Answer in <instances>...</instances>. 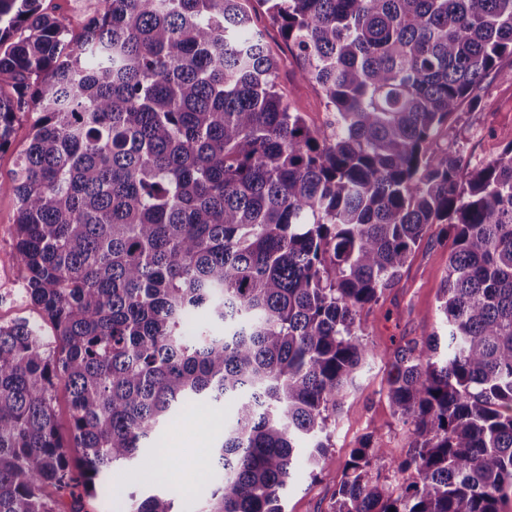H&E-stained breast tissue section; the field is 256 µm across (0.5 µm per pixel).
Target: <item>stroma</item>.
<instances>
[{"label":"stroma","instance_id":"1","mask_svg":"<svg viewBox=\"0 0 512 512\" xmlns=\"http://www.w3.org/2000/svg\"><path fill=\"white\" fill-rule=\"evenodd\" d=\"M254 21L265 31L273 55L281 59L282 94L301 112L308 127L325 130L329 114L321 89L301 77L298 60L268 17L260 13ZM478 98L477 105L463 104L431 144L432 151L455 153L469 168L492 162L512 144V81L501 75L489 76ZM453 247V234L446 225L430 226L378 303L361 309L364 339L373 354L346 396L342 414L330 427L328 464L317 475L305 463L297 464L283 496L285 512H331L343 465L369 432H377L388 458L400 459L409 452L411 428L394 416L386 397V378L398 345L421 340L437 328L438 296ZM234 410L231 399L215 407L190 404L162 430L159 446L167 454L170 467L156 488L182 506L183 512H198L200 498L194 494L191 480L214 470L211 448Z\"/></svg>","mask_w":512,"mask_h":512}]
</instances>
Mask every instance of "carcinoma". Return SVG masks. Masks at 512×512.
I'll return each instance as SVG.
<instances>
[{"label":"carcinoma","instance_id":"obj_1","mask_svg":"<svg viewBox=\"0 0 512 512\" xmlns=\"http://www.w3.org/2000/svg\"><path fill=\"white\" fill-rule=\"evenodd\" d=\"M40 2L0 0V150L33 116L0 192L16 199L26 297L51 325L46 340L26 320L0 325V512H82L112 471L159 463L181 408L227 396L201 512H284L296 448L323 468L371 353L360 309L441 222L445 344L398 347L387 376L412 449L388 462L369 433L332 512H500L512 144L471 170L430 145L512 57V0H257L322 90L328 133L280 93L241 0H97L77 39ZM127 503L179 512L163 493Z\"/></svg>","mask_w":512,"mask_h":512}]
</instances>
